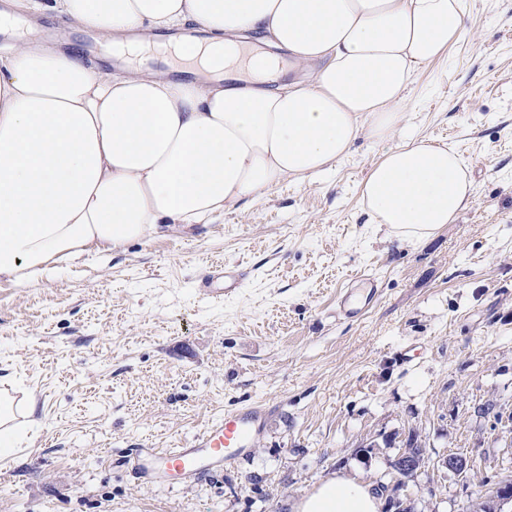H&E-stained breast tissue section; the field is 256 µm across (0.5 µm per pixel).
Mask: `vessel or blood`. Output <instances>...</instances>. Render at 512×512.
<instances>
[{"mask_svg": "<svg viewBox=\"0 0 512 512\" xmlns=\"http://www.w3.org/2000/svg\"><path fill=\"white\" fill-rule=\"evenodd\" d=\"M215 271L222 274V284L206 279L198 290L200 296L217 300L235 295L249 276L248 269H228L220 262L216 263ZM379 296L377 279L364 276L360 287L346 289L341 295L338 313L346 319L360 318ZM267 419L268 411L264 405L241 406L213 420L185 445L143 449L141 455L131 461V469L140 481L166 487L178 480L196 479L211 472L235 468L263 432Z\"/></svg>", "mask_w": 512, "mask_h": 512, "instance_id": "vessel-or-blood-1", "label": "vessel or blood"}]
</instances>
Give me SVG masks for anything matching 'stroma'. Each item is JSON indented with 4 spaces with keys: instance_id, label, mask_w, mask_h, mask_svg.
I'll list each match as a JSON object with an SVG mask.
<instances>
[{
    "instance_id": "35a3bbf8",
    "label": "stroma",
    "mask_w": 512,
    "mask_h": 512,
    "mask_svg": "<svg viewBox=\"0 0 512 512\" xmlns=\"http://www.w3.org/2000/svg\"><path fill=\"white\" fill-rule=\"evenodd\" d=\"M465 24L408 90L411 129L455 144L476 186L428 239L368 223L378 148L361 139L210 223L0 281V377L38 400L30 443L0 458V512H294L330 477L390 482L412 433L430 452L406 482L415 512H464L486 473L512 480V0H466ZM216 262L250 277L205 300ZM364 273L382 294L342 319ZM250 402L270 417L234 469L164 488L115 464Z\"/></svg>"
}]
</instances>
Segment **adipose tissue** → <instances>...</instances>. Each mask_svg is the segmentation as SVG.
<instances>
[{
	"label": "adipose tissue",
	"mask_w": 512,
	"mask_h": 512,
	"mask_svg": "<svg viewBox=\"0 0 512 512\" xmlns=\"http://www.w3.org/2000/svg\"><path fill=\"white\" fill-rule=\"evenodd\" d=\"M49 13L97 32L126 58L170 52L205 73L115 75L32 39ZM463 0H14L0 12V279L16 284L107 251L209 223L247 197L301 181L382 144L362 183L369 223L404 241L454 223L472 203L450 145L407 133L415 74L465 38ZM191 25L185 46L160 31ZM297 79L266 87L281 68ZM37 409L0 395V453ZM371 485L335 477L296 512H381Z\"/></svg>",
	"instance_id": "1"
}]
</instances>
